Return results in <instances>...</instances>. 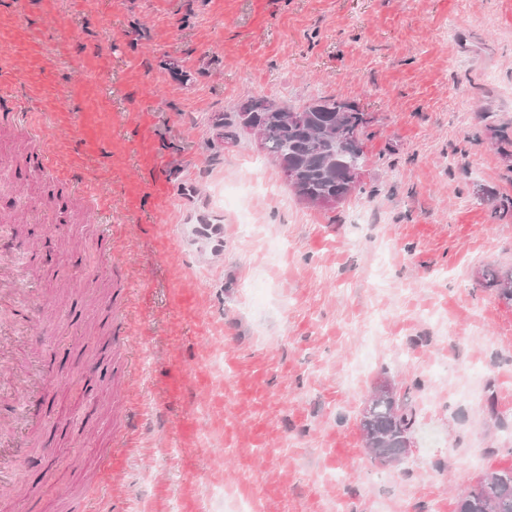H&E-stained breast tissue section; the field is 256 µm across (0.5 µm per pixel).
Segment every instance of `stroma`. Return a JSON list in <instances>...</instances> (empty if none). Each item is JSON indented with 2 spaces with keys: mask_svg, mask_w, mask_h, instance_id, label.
Here are the masks:
<instances>
[{
  "mask_svg": "<svg viewBox=\"0 0 512 512\" xmlns=\"http://www.w3.org/2000/svg\"><path fill=\"white\" fill-rule=\"evenodd\" d=\"M0 73L65 173L0 122V219L38 273L14 347L55 379L0 401L47 449L0 512H456L512 467V307L479 283L512 267V0H0ZM331 96L371 137L330 210L214 123ZM226 185L248 223L211 208ZM383 379L417 411L399 465L359 429ZM125 273L121 267L113 271L114 299L108 312L112 315V341L127 344L129 341V326L124 315L125 309Z\"/></svg>",
  "mask_w": 512,
  "mask_h": 512,
  "instance_id": "obj_1",
  "label": "stroma"
}]
</instances>
